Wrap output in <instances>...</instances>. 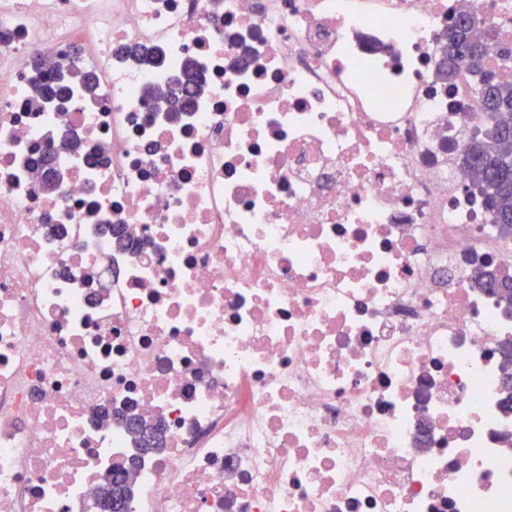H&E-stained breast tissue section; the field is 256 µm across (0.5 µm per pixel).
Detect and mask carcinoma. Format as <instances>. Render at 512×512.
<instances>
[{"label": "carcinoma", "instance_id": "carcinoma-1", "mask_svg": "<svg viewBox=\"0 0 512 512\" xmlns=\"http://www.w3.org/2000/svg\"><path fill=\"white\" fill-rule=\"evenodd\" d=\"M472 17L468 10L459 11L448 26L446 50L448 78L466 65L478 73L487 51L486 44H477L470 31ZM202 87L195 68L184 66L181 77L166 89H157L172 108L181 110L191 103L193 90ZM481 107L484 117L491 122L486 130L477 131L470 138L462 155V164L476 177V187L483 197L486 209L494 216L499 235L512 239V84L494 80L480 85ZM478 284L498 298L512 305V274L500 270L484 271Z\"/></svg>", "mask_w": 512, "mask_h": 512}]
</instances>
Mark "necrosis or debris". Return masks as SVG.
Here are the masks:
<instances>
[{
    "mask_svg": "<svg viewBox=\"0 0 512 512\" xmlns=\"http://www.w3.org/2000/svg\"><path fill=\"white\" fill-rule=\"evenodd\" d=\"M463 6L512 82V0H0V512H512ZM472 22L468 10L462 9L448 26L446 50L448 80L452 79L463 65L473 69L474 73L484 71L481 62L487 51V46L485 43L472 39L470 35ZM202 82L198 72L194 67L186 64L181 73V77L177 79L174 85L168 86L167 89H156V94H161L158 99L164 100L172 108L181 110L188 107L191 103L193 89L201 90Z\"/></svg>",
    "mask_w": 512,
    "mask_h": 512,
    "instance_id": "necrosis-or-debris-1",
    "label": "necrosis or debris"
}]
</instances>
